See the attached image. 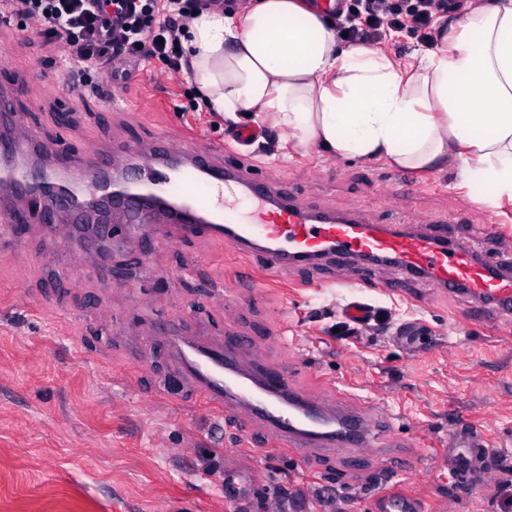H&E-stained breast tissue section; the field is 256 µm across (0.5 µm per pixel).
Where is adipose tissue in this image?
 Listing matches in <instances>:
<instances>
[{"mask_svg":"<svg viewBox=\"0 0 512 512\" xmlns=\"http://www.w3.org/2000/svg\"><path fill=\"white\" fill-rule=\"evenodd\" d=\"M181 41L206 102L227 117L255 113L338 158L423 169L455 157L488 206L512 200V0L468 11L448 46L407 64L340 44L304 0L204 10Z\"/></svg>","mask_w":512,"mask_h":512,"instance_id":"obj_1","label":"adipose tissue"}]
</instances>
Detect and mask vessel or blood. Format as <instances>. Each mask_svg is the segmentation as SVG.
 Masks as SVG:
<instances>
[{"mask_svg":"<svg viewBox=\"0 0 512 512\" xmlns=\"http://www.w3.org/2000/svg\"><path fill=\"white\" fill-rule=\"evenodd\" d=\"M215 146L173 148L159 137L150 156L136 146L116 151L45 150L28 114L0 93V228L18 224L91 225V242L109 238L119 214L127 238L213 239L251 257L267 278L323 263L359 264L372 276L378 262L396 263L410 279L461 290L512 318V273L459 248L447 225L417 231L403 225L363 224L310 209L287 188L273 187L219 160ZM169 350L179 374L194 386L207 409L263 429L272 453L298 459L337 448L368 453L379 442L382 418L371 406L314 400L282 370L244 363L248 340L226 337L210 344L172 333ZM458 472L486 485L489 445L484 435L458 429L448 439ZM259 475L226 473V493L248 512ZM371 512H424L403 488L373 495Z\"/></svg>","mask_w":512,"mask_h":512,"instance_id":"b4317fda","label":"vessel or blood"}]
</instances>
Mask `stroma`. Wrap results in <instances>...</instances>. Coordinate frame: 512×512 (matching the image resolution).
I'll return each instance as SVG.
<instances>
[{
	"instance_id": "35a3bbf8",
	"label": "stroma",
	"mask_w": 512,
	"mask_h": 512,
	"mask_svg": "<svg viewBox=\"0 0 512 512\" xmlns=\"http://www.w3.org/2000/svg\"><path fill=\"white\" fill-rule=\"evenodd\" d=\"M449 12L430 44L401 33L381 49L405 62L443 45ZM59 48L32 31L0 23V72L20 108L48 143L118 149L154 137L195 135L224 145L225 163L297 191L312 205L368 224H459L460 247L476 250L471 227L498 224L512 251V200L484 204L485 187L464 184L446 161L431 170H398L383 160L331 157L283 139L269 122L239 121L200 103L186 73L159 60L129 67V80L101 95L67 81ZM255 131L247 144L237 127ZM85 243L44 228L0 234V512H240L224 496V472H258L254 512H369L376 479L401 480L426 512H512V323L481 313L468 295L409 282L394 266L379 280L345 287L350 265L289 273L244 296L248 262L218 240L124 243L107 270H88ZM140 272L138 288L127 285ZM239 302L233 316L212 291ZM373 307L347 333L344 306ZM112 321L100 327L102 312ZM167 317L186 335L217 341L259 337L257 355L291 374L311 394L346 381L374 408L396 414L410 454L385 466L381 453L349 467L339 448L301 462L264 451L259 432L223 419L174 383L175 364L156 331ZM286 330L287 341L277 333ZM482 431L490 481L477 487L454 471L442 448L455 429Z\"/></svg>"
}]
</instances>
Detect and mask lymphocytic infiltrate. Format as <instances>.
Returning <instances> with one entry per match:
<instances>
[{
  "mask_svg": "<svg viewBox=\"0 0 512 512\" xmlns=\"http://www.w3.org/2000/svg\"><path fill=\"white\" fill-rule=\"evenodd\" d=\"M220 0H0V16L38 23L47 43L61 46L74 87L88 86L95 73L112 74L127 62L159 59L173 72L188 67L181 35L195 11ZM115 12H108V5ZM362 21L352 25L336 10V28L352 41L376 42L388 28H411L431 39L435 16L448 0H357Z\"/></svg>",
  "mask_w": 512,
  "mask_h": 512,
  "instance_id": "lymphocytic-infiltrate-1",
  "label": "lymphocytic infiltrate"
}]
</instances>
